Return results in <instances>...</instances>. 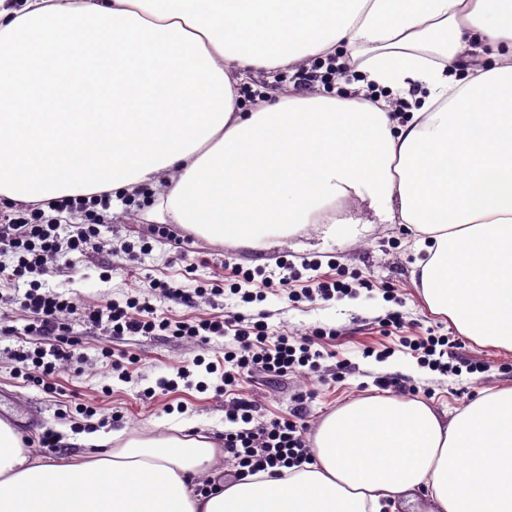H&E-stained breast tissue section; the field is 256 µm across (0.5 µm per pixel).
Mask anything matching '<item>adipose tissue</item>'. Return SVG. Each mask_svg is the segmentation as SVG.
Returning a JSON list of instances; mask_svg holds the SVG:
<instances>
[{
    "label": "adipose tissue",
    "instance_id": "obj_1",
    "mask_svg": "<svg viewBox=\"0 0 512 512\" xmlns=\"http://www.w3.org/2000/svg\"><path fill=\"white\" fill-rule=\"evenodd\" d=\"M314 56L358 76L243 108L249 75ZM171 169L164 220L245 247L348 223L353 200L408 225L430 308L512 348V0H0V199L117 200ZM80 443L34 459L0 422V512H380L418 492L436 512H512V387L448 421L354 400L290 477L208 496L206 435Z\"/></svg>",
    "mask_w": 512,
    "mask_h": 512
}]
</instances>
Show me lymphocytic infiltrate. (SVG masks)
Segmentation results:
<instances>
[{"label": "lymphocytic infiltrate", "instance_id": "f902f5d3", "mask_svg": "<svg viewBox=\"0 0 512 512\" xmlns=\"http://www.w3.org/2000/svg\"><path fill=\"white\" fill-rule=\"evenodd\" d=\"M111 201V193L103 192L89 200L63 198L44 206L20 205L11 223L0 224V287L18 288L20 278L28 273L46 275L75 269L80 257L96 247L101 226L110 223ZM73 223L78 226L77 232L65 233V225ZM304 267L313 276L297 293L289 289L297 278L293 272L276 282L267 277L256 279L254 273L240 268L234 274L240 283L248 286L279 288L293 303L327 301L348 293V284L319 276L320 262L308 261ZM16 302L33 316L24 328L25 334L52 343L50 351L38 348L30 353L22 351L18 359L38 360L44 354H51L52 359L46 364L50 371L71 365L77 358L76 344L67 335L68 322L72 319L105 330L110 336H146L161 330L204 341L224 335L227 324L223 314L218 313L205 321L174 326L158 315L155 306L134 297L122 304L111 300L100 306H85L74 295L42 288L36 282L30 283ZM315 344L312 336L297 337L284 332L270 335L267 325L256 322L235 334L231 346L224 350L223 364L208 363L206 370L222 372L225 385L230 386L243 374L255 370L279 376L299 367L313 369L321 357ZM254 410L253 404L238 400L226 412L230 420L244 423L242 429L224 434V456L237 464L238 478L270 468L289 469L310 461L305 424L284 418L255 427L251 424Z\"/></svg>", "mask_w": 512, "mask_h": 512}]
</instances>
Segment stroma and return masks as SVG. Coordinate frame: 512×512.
<instances>
[{
    "instance_id": "obj_1",
    "label": "stroma",
    "mask_w": 512,
    "mask_h": 512,
    "mask_svg": "<svg viewBox=\"0 0 512 512\" xmlns=\"http://www.w3.org/2000/svg\"><path fill=\"white\" fill-rule=\"evenodd\" d=\"M348 209L360 221L352 236H329L324 225L309 224L280 245L253 249L194 231L177 249L151 236L150 227L161 222L153 201H146L134 216L113 206L111 224L101 228L99 248L89 251L73 272L47 277L50 288L73 292L86 305L136 296L156 302L159 316L174 320L239 313L264 321L273 331L285 328L296 336L316 331L322 353L318 366L307 381L294 372L282 377L253 372L228 388L220 373H207L197 364L201 358L214 361L223 339L205 344L163 331L154 336H107L78 324L74 335L81 362L57 371L44 388L32 383L41 377V369L14 357L16 351L34 349L35 339L18 335L0 341V410L9 414V427L29 439V450L37 457L77 449L81 435L95 428L151 438L177 434L193 422L219 444L229 426L224 408L238 398L254 402L258 424L303 409L304 422L314 432L338 407L380 394L381 377L419 386V399L448 415L481 392L512 386V349L478 344L459 334L448 316L428 307L406 225L370 224L363 206L352 203ZM315 258L331 262V277L351 284L352 293L328 301L292 303L269 290L252 294L247 301L230 292L233 268L268 272L284 260L298 265ZM360 277L369 280V287H356ZM155 278L183 286L192 279L217 283L224 293L188 302L179 298L159 302L149 286ZM394 314L402 318L396 333L386 324ZM431 332L455 337L451 362L457 373L423 366L399 342L403 336ZM105 348L111 350V358L102 357ZM473 362L481 363L482 371H470ZM181 366L190 367L189 380H178ZM163 377L177 379V387L159 389L157 382ZM301 393L306 396L302 403L297 400ZM49 430L57 436L53 448L41 444Z\"/></svg>"
}]
</instances>
